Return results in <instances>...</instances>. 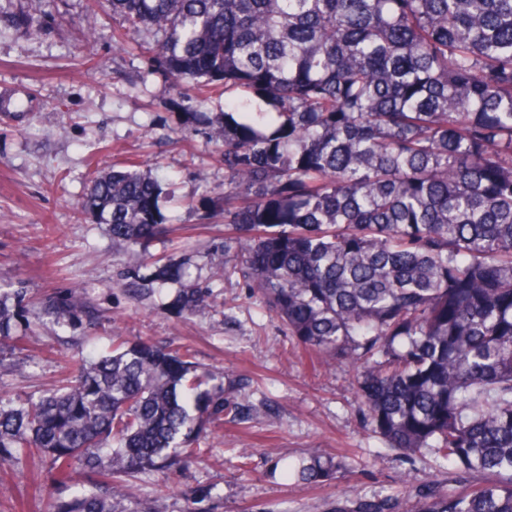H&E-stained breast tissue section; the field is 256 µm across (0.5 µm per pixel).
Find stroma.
I'll return each mask as SVG.
<instances>
[{
	"instance_id": "obj_1",
	"label": "stroma",
	"mask_w": 512,
	"mask_h": 512,
	"mask_svg": "<svg viewBox=\"0 0 512 512\" xmlns=\"http://www.w3.org/2000/svg\"><path fill=\"white\" fill-rule=\"evenodd\" d=\"M89 0H51V23L39 36L0 31V101H24L25 119L0 112V289L24 282L29 303L53 289L78 288L110 320L95 335L17 330L6 339L23 371L0 369V394L24 397L66 376L69 359L108 352L113 336L189 352L199 367L223 369L245 419L225 418L205 453L176 473L143 477L137 499L166 498L167 512H329L336 499L398 495L400 479L458 489L453 470L432 455L387 448L361 411L356 373L326 367L277 318L264 312L237 274L213 276L224 250V159L209 142L222 98L197 120L178 107L180 88L135 51L112 44L115 19L103 12L93 63L83 61ZM139 159L172 181L163 212L169 234L155 256L187 268L184 282L212 302L194 315L170 309L169 284L136 299L125 251L104 225L78 219L89 161L120 166ZM340 461L333 479L309 484L295 474L310 449ZM208 498L194 503L196 490ZM73 494L54 479L49 459L21 455L0 465V512H50Z\"/></svg>"
}]
</instances>
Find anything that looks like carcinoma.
I'll return each mask as SVG.
<instances>
[{
	"label": "carcinoma",
	"mask_w": 512,
	"mask_h": 512,
	"mask_svg": "<svg viewBox=\"0 0 512 512\" xmlns=\"http://www.w3.org/2000/svg\"><path fill=\"white\" fill-rule=\"evenodd\" d=\"M109 2L112 43L178 83L184 110L230 96L209 137L224 143L232 269L303 346L358 370L389 447L488 477L466 493L425 484L413 512H512V0ZM51 19L31 0L3 22L36 36ZM166 195L130 161L93 176L78 214L131 250L135 277L166 282L178 270L150 253ZM26 295L21 281L0 294V339L44 319L85 334L105 321L69 291L30 309ZM172 305L192 314L208 295L182 288ZM239 413L224 373L122 342L63 385L0 398V464L37 451L57 481L81 473L87 489L53 512H167L126 488L198 456ZM338 467L313 450L298 476ZM332 512H398V499Z\"/></svg>",
	"instance_id": "cac0c4a2"
}]
</instances>
